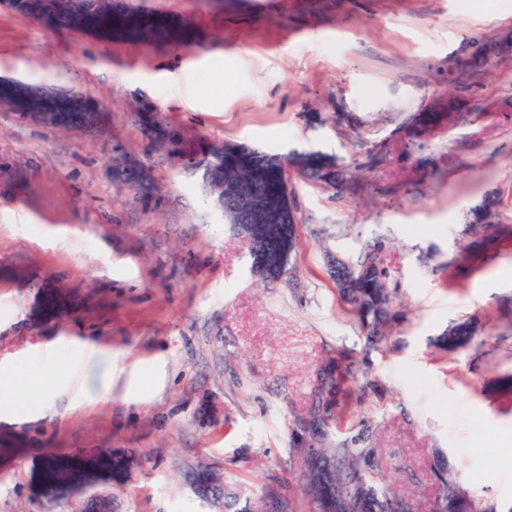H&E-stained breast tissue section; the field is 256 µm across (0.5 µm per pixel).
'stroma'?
I'll use <instances>...</instances> for the list:
<instances>
[{
	"instance_id": "1",
	"label": "stroma",
	"mask_w": 512,
	"mask_h": 512,
	"mask_svg": "<svg viewBox=\"0 0 512 512\" xmlns=\"http://www.w3.org/2000/svg\"><path fill=\"white\" fill-rule=\"evenodd\" d=\"M197 32L193 47L49 30L0 7V77L99 103L103 129L48 128L0 110V364L87 344L112 359L98 400L66 390L38 412L30 388L0 422V512H70L52 456L98 462L91 489L117 512H205L183 480L278 486L312 512L294 428L321 368L359 363L322 448L368 430L380 469L418 512L447 460L477 498L512 512V0H133ZM496 103L449 121L448 96ZM146 101L190 142L155 150ZM281 156L316 152L359 171L330 186L288 168L298 218L290 272L265 285L202 179L224 142ZM141 166L152 188L126 184ZM371 250L392 297L369 349L328 275L330 257ZM469 319L448 355L433 341Z\"/></svg>"
}]
</instances>
